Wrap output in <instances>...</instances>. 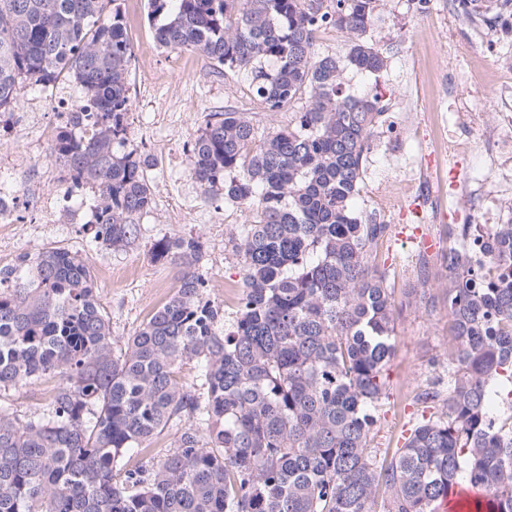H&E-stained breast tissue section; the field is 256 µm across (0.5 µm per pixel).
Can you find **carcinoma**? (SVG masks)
<instances>
[{"label": "carcinoma", "instance_id": "cac0c4a2", "mask_svg": "<svg viewBox=\"0 0 512 512\" xmlns=\"http://www.w3.org/2000/svg\"><path fill=\"white\" fill-rule=\"evenodd\" d=\"M147 4L161 46L246 72L268 112L302 111L267 133L216 112L191 141L202 192L252 215L229 236L243 284L229 325L194 237L154 246L180 285L121 345L88 259L50 248L0 269V392L50 386L39 413L0 405V512H435L455 487L477 493L472 512H512V413L493 412L497 397L512 406V223L448 225V374L415 396L401 447L373 445L394 354L376 263L391 225L352 200L383 112L346 74L387 66L380 0ZM464 10L493 29L512 0ZM323 25L345 55L315 52ZM131 57L122 0H0V108L30 84L79 85L91 132L60 127L49 158L66 188L90 190L85 229L113 250L153 203L147 160L126 151Z\"/></svg>", "mask_w": 512, "mask_h": 512}]
</instances>
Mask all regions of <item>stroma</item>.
<instances>
[{
  "mask_svg": "<svg viewBox=\"0 0 512 512\" xmlns=\"http://www.w3.org/2000/svg\"><path fill=\"white\" fill-rule=\"evenodd\" d=\"M448 2L430 0L421 12L415 0H383L373 34L388 60L387 67L377 74L352 71L347 76L352 93L379 95L385 105L406 100L416 107L411 138L403 150L379 147L370 151L354 207L368 213L386 182L406 183L417 177L440 195L447 214L444 220L430 222L413 191H400L388 216L391 233L378 248L377 262L389 272L396 304V354L387 375L375 439L381 449L400 443L419 417L415 393L448 362L451 317L442 254L448 247L449 221L461 224L466 219L449 185L481 177L486 168L480 151L450 156L435 151L437 118L448 113L435 73L446 63L449 40L477 46L472 65L460 67L457 77L469 85L471 102L482 105L492 122L498 111L492 93L493 64L500 55H512L511 34L489 30L480 39L466 24L449 26ZM128 32L148 58L147 66H134L130 72L128 140L149 159L145 175L154 193L151 211L138 220L137 239L122 250L95 244L83 229L91 218V194L78 192L66 199L58 188L52 191L58 200L57 223H40L38 215L30 212L25 223L0 224V268L15 266L21 256L50 247H65L88 257L98 299L120 342L161 305L157 289L170 295L179 286L178 268L152 257L154 243L164 237L199 238L201 270L213 297L224 304L225 321L233 320L235 307L226 303L224 293L239 290L241 278L228 237L248 213L202 193L189 173L186 146L214 112L250 113L264 132L286 126L292 117L287 109L271 113L261 108L245 74H227L217 67L203 74L198 70L201 54L160 47L147 18V0H136ZM59 124L57 113L45 110L35 118L23 115L9 131L0 130V177L22 165L32 167V181L46 180L51 168L48 147Z\"/></svg>",
  "mask_w": 512,
  "mask_h": 512,
  "instance_id": "35a3bbf8",
  "label": "stroma"
}]
</instances>
